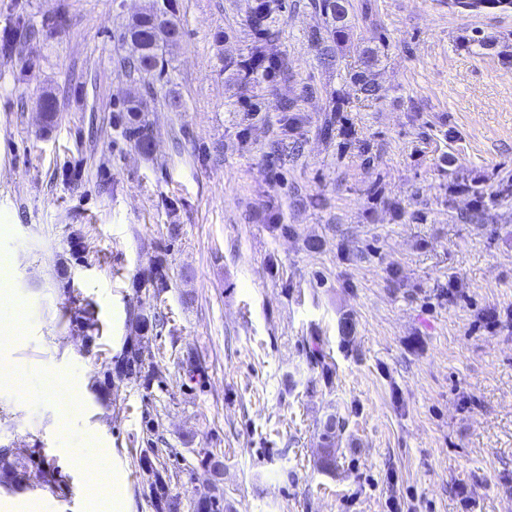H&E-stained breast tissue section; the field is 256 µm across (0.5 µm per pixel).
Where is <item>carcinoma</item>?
<instances>
[{"label": "carcinoma", "mask_w": 512, "mask_h": 512, "mask_svg": "<svg viewBox=\"0 0 512 512\" xmlns=\"http://www.w3.org/2000/svg\"><path fill=\"white\" fill-rule=\"evenodd\" d=\"M310 3L323 16L325 22L323 28L310 33V40L322 49L326 60L331 61L353 40L356 15L352 0H310ZM502 3L503 0H470L461 4L459 0H448L450 7L472 15H478L487 9H496L503 13L512 11V6L504 7ZM180 29L171 0H163L162 3L132 16L125 25L121 40L129 46L126 64L131 72L142 79L146 92H154L153 81L164 75L167 63L166 49L176 45V36ZM462 43L469 49L497 47L501 58H512L507 37L488 35L479 28L472 29L471 34L463 37ZM385 48L386 41L383 39L375 44H358L359 64L350 74V82L357 87L362 99L371 103L380 102L386 97L387 89L376 79L377 67ZM277 65V59L268 55L261 47L257 48L245 62V68L251 71H269ZM39 104L46 124L53 125L58 119L55 97L47 93L40 99ZM146 107L147 100L137 94L128 97L125 107L130 114L127 127L129 138L142 151L149 150L150 146V139L145 133L146 124L140 118V113L145 111ZM458 195L470 198V206L467 209H456L455 197ZM509 198L512 199V173L497 175V179L491 184L486 178L465 177L456 170L448 173V217L453 221L483 224L490 210L499 207ZM113 372L118 377L127 375L139 379L146 389L160 378V371L156 366L144 365L142 354L134 344L126 348L122 360L115 364ZM344 426L343 420L334 415L329 416L324 424L320 438L323 448L321 467L325 470L336 465V433L342 431ZM0 475L12 483L29 485L54 481V472L40 468L32 469L16 449L7 446L0 447ZM152 491L156 512H166L169 508L166 481L159 473L155 475Z\"/></svg>", "instance_id": "carcinoma-1"}]
</instances>
